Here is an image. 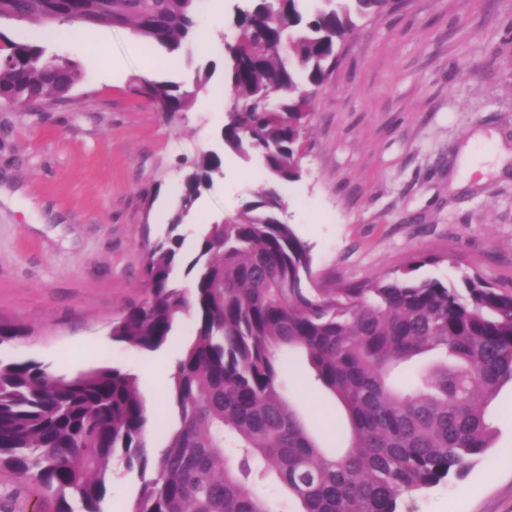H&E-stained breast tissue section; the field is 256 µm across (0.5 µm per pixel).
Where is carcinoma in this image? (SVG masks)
I'll list each match as a JSON object with an SVG mask.
<instances>
[{
	"label": "carcinoma",
	"mask_w": 512,
	"mask_h": 512,
	"mask_svg": "<svg viewBox=\"0 0 512 512\" xmlns=\"http://www.w3.org/2000/svg\"><path fill=\"white\" fill-rule=\"evenodd\" d=\"M199 0H0V21L123 27L170 53L196 42ZM250 0L224 36V147L259 157L256 199L205 225L192 252L180 233L223 159L204 152L184 175L164 237L145 246L146 296L112 323V342L156 351L187 316L192 334L166 398L177 418L150 450L152 418L137 377L117 366L73 378L33 360H0V470L49 491L55 512H100L112 463L138 479L129 512H276L253 477L274 475L300 512H401L404 496L464 477L494 441L488 407L512 383V293L477 273L420 279L432 258L359 283L320 288L310 246L283 220L282 188L300 180L312 95L359 22L395 0ZM49 37L0 31V103L69 98L74 64ZM151 86L181 112L213 75ZM183 271L187 286L175 283ZM305 352L315 381L346 411L349 430L322 449L282 393L284 354ZM444 360L396 388L390 373L420 355Z\"/></svg>",
	"instance_id": "carcinoma-1"
}]
</instances>
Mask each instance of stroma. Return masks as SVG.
<instances>
[{
    "label": "stroma",
    "mask_w": 512,
    "mask_h": 512,
    "mask_svg": "<svg viewBox=\"0 0 512 512\" xmlns=\"http://www.w3.org/2000/svg\"><path fill=\"white\" fill-rule=\"evenodd\" d=\"M100 38L49 43V54L78 66L68 100L36 111L0 105V323L25 331L0 345V358L65 377L122 367L164 421L151 430L161 447L173 424L161 366L175 361L191 322L155 352L109 332L144 295V246L167 230L184 162L216 148L224 125L220 108L164 112L150 85L222 61L223 46L150 52L110 26ZM312 110L306 174L299 196L286 199V220L309 244L320 287L369 280L423 254L437 262L418 277L475 271L512 293V0H399L361 21ZM472 154L489 156L486 173L466 175ZM223 161V178L182 226L185 248L267 179L258 161ZM283 394L321 445L334 446L347 420L304 353H292ZM490 413L489 458L463 480L408 494L403 512H512L511 384ZM0 494L14 512H53L52 494L10 472H0Z\"/></svg>",
    "instance_id": "35a3bbf8"
}]
</instances>
